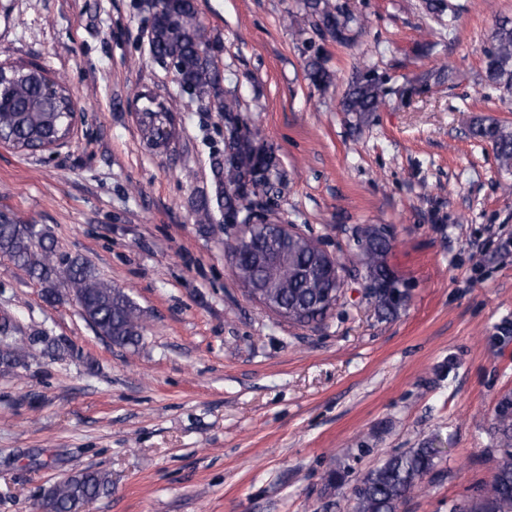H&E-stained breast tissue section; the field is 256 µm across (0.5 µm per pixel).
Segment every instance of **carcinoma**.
Returning a JSON list of instances; mask_svg holds the SVG:
<instances>
[{"label": "carcinoma", "instance_id": "obj_1", "mask_svg": "<svg viewBox=\"0 0 512 512\" xmlns=\"http://www.w3.org/2000/svg\"><path fill=\"white\" fill-rule=\"evenodd\" d=\"M303 8L313 26L339 43L349 39L359 20L336 4V0H303ZM150 47L153 54L175 64L181 87L189 90L190 103L224 113V185L235 187L222 193L217 203L224 208V223L259 202H270L282 183L274 152L256 144L252 137L237 135L244 123L236 95L223 87L221 71L211 52V38L200 18L196 0H161L151 13ZM0 73V141L17 149L44 151L67 142L73 130L76 102L70 91L49 77L36 64L2 65ZM309 82L320 87L331 79L323 58L315 54L306 63ZM486 82L506 93L512 92V21L500 22L493 44L485 52ZM391 90L387 80L371 71L355 77L343 99V110L356 123L379 110ZM167 106L144 104L139 130L143 140L153 142L162 129L170 126ZM473 137L493 146L498 166L512 170V131L497 122H480L471 129ZM252 243L239 236L225 244L227 256L234 258L231 272L246 295L264 305L276 317L301 326L323 321L336 307L344 288L341 267H332L314 239L300 247H288L285 261L294 270L288 282L276 278L273 267L264 263L263 252L283 245L276 228L251 230ZM358 265L365 282L381 288L372 295L380 319L397 315L406 300L394 295L389 285L403 287L391 270L387 257L391 235L384 227L366 226L357 231ZM0 258L24 270L41 286V297L48 304L60 301L62 293L73 296L81 316L99 336L120 347L136 346L143 338L142 310L122 288L102 279L92 265L80 256L56 257L50 232L36 224L0 221ZM18 327L10 317L0 318V368L11 371L26 366L44 353L68 350L66 341L38 336L27 345H18L13 335ZM493 436L497 456L491 481L477 495L448 501V512H512V392L503 394L496 405ZM441 449L429 441L418 448L390 456L382 465L369 470L353 493L352 512H400L406 499L433 472ZM110 490L108 476L84 469L55 483L49 490L48 512H81L89 501Z\"/></svg>", "mask_w": 512, "mask_h": 512}]
</instances>
